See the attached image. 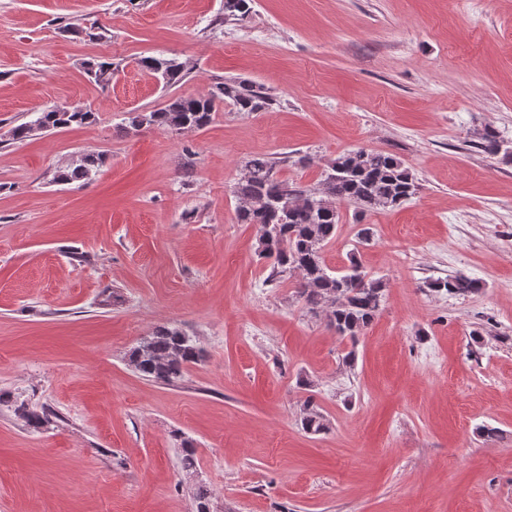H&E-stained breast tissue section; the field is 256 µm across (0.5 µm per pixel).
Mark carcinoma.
<instances>
[{
    "label": "carcinoma",
    "instance_id": "carcinoma-1",
    "mask_svg": "<svg viewBox=\"0 0 512 512\" xmlns=\"http://www.w3.org/2000/svg\"><path fill=\"white\" fill-rule=\"evenodd\" d=\"M252 2L224 0V17H245L251 11ZM140 66L168 85L179 82L185 70L183 62L168 56L144 58ZM87 72L94 80L107 82L112 77V63L90 62ZM226 105L251 114L272 110L277 99L260 83L230 78L215 84L204 95L175 97L150 111H129L124 122L131 129L196 131L206 128L216 112ZM95 121V113L90 109L45 110L33 121L15 127L12 139L23 141L36 127L85 126ZM100 163V156L86 155L79 164L58 171L55 180H88ZM417 190L413 175L396 156L358 148L332 160L321 187L314 190L279 178L272 158L252 155L242 165L233 194L237 200L238 223L258 228V254L273 260L269 278L295 276L294 288L309 311L314 314L319 309L324 311L328 326L337 336L354 340L380 312L387 284L370 277L353 253L349 254V265L342 271L335 272L324 263L322 250L336 237L339 206H354L355 215L362 218L371 211L402 204ZM429 288L438 294L461 296L477 292L480 283L456 275L437 279ZM202 357L203 350L195 337L164 324L156 326L151 335L130 351L128 362L140 375L173 385L182 379L188 365ZM14 412L35 429L49 422V410H38L23 401L15 405ZM302 426L310 433L326 429L322 415L310 399L303 408Z\"/></svg>",
    "mask_w": 512,
    "mask_h": 512
}]
</instances>
